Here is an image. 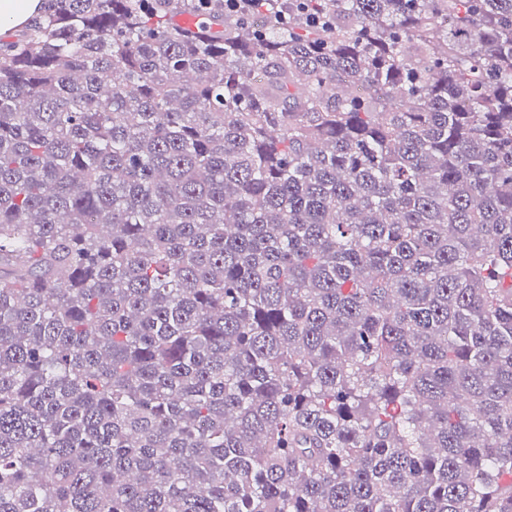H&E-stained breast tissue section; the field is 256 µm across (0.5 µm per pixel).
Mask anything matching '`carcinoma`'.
Instances as JSON below:
<instances>
[{
    "instance_id": "carcinoma-1",
    "label": "carcinoma",
    "mask_w": 512,
    "mask_h": 512,
    "mask_svg": "<svg viewBox=\"0 0 512 512\" xmlns=\"http://www.w3.org/2000/svg\"><path fill=\"white\" fill-rule=\"evenodd\" d=\"M306 5L0 38V512H512V0Z\"/></svg>"
}]
</instances>
